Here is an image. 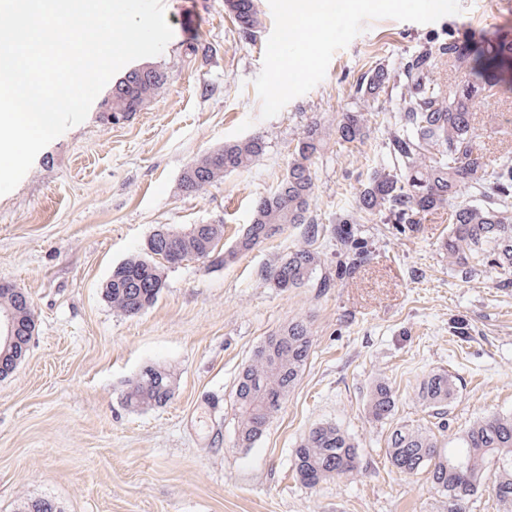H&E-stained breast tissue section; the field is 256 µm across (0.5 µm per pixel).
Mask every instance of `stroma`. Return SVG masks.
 Wrapping results in <instances>:
<instances>
[{
    "label": "stroma",
    "instance_id": "obj_1",
    "mask_svg": "<svg viewBox=\"0 0 512 512\" xmlns=\"http://www.w3.org/2000/svg\"><path fill=\"white\" fill-rule=\"evenodd\" d=\"M173 37L151 64L168 81L120 127L98 107L37 155L18 186L0 196V280L33 303L36 331L12 376L0 379V512L49 500L62 512H443L425 475L391 468L392 424L432 429L449 441L483 417L512 414V272L470 275L439 250L448 211L421 216L411 236L359 211L370 176L388 165L395 101L367 114L370 136L336 144L354 108L355 85L376 64L441 50L456 34L484 81L512 86V64L484 69L480 43L512 40V0H368L340 13L314 54L272 95L286 0H257L261 28L242 39L224 0H163ZM204 52L186 55L193 43ZM476 142L489 162L512 145V108H482ZM327 146L314 166L318 223L351 217L372 243L366 272L322 289L341 259L334 238L314 243L309 284L280 290L263 272L303 242L288 229L225 266L189 260L167 270L156 305L113 310L103 291L113 268L145 252L158 228L224 223L232 243L253 207L275 190L308 123ZM261 135L262 158L195 197L183 171L224 142ZM305 319L313 352L296 388L254 447L233 445L230 397L260 341ZM461 323L466 336L450 332ZM171 366L176 392L165 407H125L128 383L148 365ZM453 375L444 415L417 400L428 373ZM396 395L391 423L363 410L374 378ZM332 422L359 444L354 475L310 489L296 480L292 450L311 427Z\"/></svg>",
    "mask_w": 512,
    "mask_h": 512
}]
</instances>
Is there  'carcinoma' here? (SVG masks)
I'll return each instance as SVG.
<instances>
[{"label":"carcinoma","instance_id":"obj_1","mask_svg":"<svg viewBox=\"0 0 512 512\" xmlns=\"http://www.w3.org/2000/svg\"><path fill=\"white\" fill-rule=\"evenodd\" d=\"M238 0H225L239 35L252 39L259 32L257 6L240 11ZM512 54V43H488L483 51L485 68L505 63L503 53ZM448 59L465 71L464 79L442 85L433 79L431 53L425 51L399 67L377 65L361 78L356 96L366 104L400 90V126L384 143L390 160L387 169L372 175L359 196L360 210L382 215L402 233L419 231L422 213L448 207V237L441 249L448 264L465 271L488 262L504 272L512 270V156L489 165L475 143L480 124L475 108L488 98L501 99L510 87L473 80L471 67L458 48L448 50ZM168 75L158 65H145L128 76L125 84L112 89V110L142 107L163 86ZM369 136L364 109L341 115L336 124V144H361ZM326 145L321 125L311 122L298 141L291 162L276 191L261 198L241 235L224 247V224H196L187 230L169 228L175 249L185 260H206L218 254V265L260 247L286 229H301L306 245L297 247L267 267L264 277L282 290L300 288L312 278L318 265L311 249L319 238L331 235L340 246L343 260L336 279L343 280L366 262L371 244L361 225L351 219L339 224L316 223L313 217L315 160ZM266 150L265 139L253 136L224 142L182 173V195H198L224 175L246 169L259 161ZM473 200H464V193ZM142 268L155 283L166 284L170 265L150 256L134 255L114 269L105 286L112 307L136 315L153 307L162 289L149 292L124 275L127 269ZM11 312L19 324L32 310L18 304L13 290L0 288V313ZM313 347V336L304 320H292L265 337L239 371L232 389L234 447L251 448L264 435L269 423L303 374ZM455 378L446 371L428 374L420 384L421 405L442 411L455 398ZM175 395L174 375L161 365H148L132 380L123 394L124 404L136 411L168 405ZM395 394L384 380L372 383L364 405L365 416L382 423L392 417ZM295 477L308 488L358 470L359 448L352 437L334 423L309 429L292 450ZM386 459L397 471L424 473L432 488L448 500L446 512H467L470 497L487 491L499 512H512V415H492L474 422L457 437V446L444 449L435 433L406 424L392 428L387 438Z\"/></svg>","mask_w":512,"mask_h":512}]
</instances>
